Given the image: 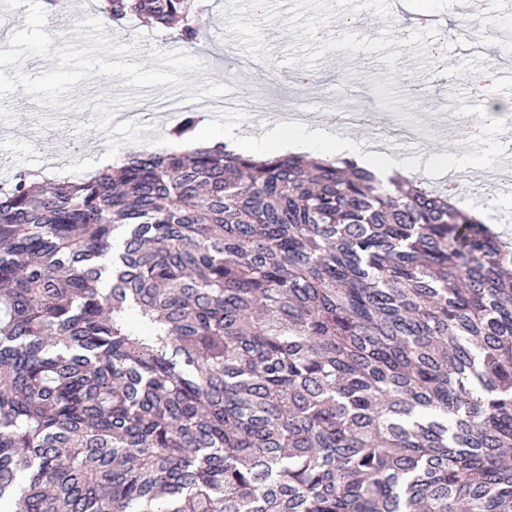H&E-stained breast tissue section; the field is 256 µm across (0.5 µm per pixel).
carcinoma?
<instances>
[{
	"label": "carcinoma",
	"mask_w": 512,
	"mask_h": 512,
	"mask_svg": "<svg viewBox=\"0 0 512 512\" xmlns=\"http://www.w3.org/2000/svg\"><path fill=\"white\" fill-rule=\"evenodd\" d=\"M460 196L225 144L18 172L0 512H512V250Z\"/></svg>",
	"instance_id": "1"
}]
</instances>
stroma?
Wrapping results in <instances>:
<instances>
[{"label":"stroma","instance_id":"1","mask_svg":"<svg viewBox=\"0 0 512 512\" xmlns=\"http://www.w3.org/2000/svg\"><path fill=\"white\" fill-rule=\"evenodd\" d=\"M207 41L187 47L176 30L134 17L105 30L96 0H74L47 19L42 5L7 0L0 30V177L20 171L78 180L104 153L164 151L171 120L156 97L175 91L216 103L217 130L259 134L293 110L297 122L335 125L345 106L362 109L365 90L383 91L370 139L418 162L416 180L443 174L428 156L452 150L493 171L507 149L499 135L512 114L472 138L458 124L477 105L467 76L504 65L512 45V0H415L437 16L418 29L394 0H365L346 12L336 0H200ZM267 99L258 112L223 109L224 99Z\"/></svg>","mask_w":512,"mask_h":512}]
</instances>
